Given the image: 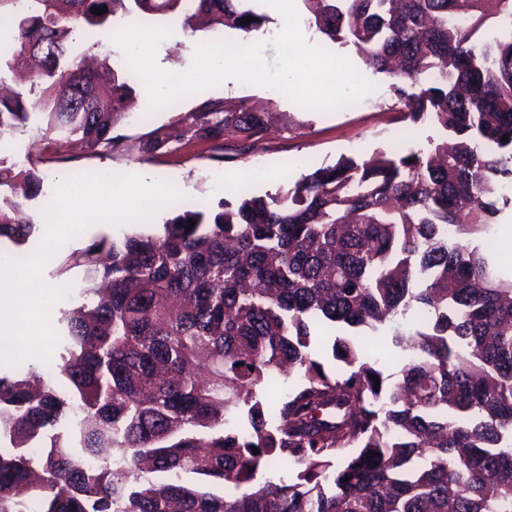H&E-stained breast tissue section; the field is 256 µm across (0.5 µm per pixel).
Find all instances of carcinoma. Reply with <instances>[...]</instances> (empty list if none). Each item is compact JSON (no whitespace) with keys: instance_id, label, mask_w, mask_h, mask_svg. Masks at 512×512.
Segmentation results:
<instances>
[{"instance_id":"obj_1","label":"carcinoma","mask_w":512,"mask_h":512,"mask_svg":"<svg viewBox=\"0 0 512 512\" xmlns=\"http://www.w3.org/2000/svg\"><path fill=\"white\" fill-rule=\"evenodd\" d=\"M490 1L497 29L478 42ZM35 2L0 10L14 52L40 55L17 78L28 92L0 98V133L37 117L60 146L111 145L133 91L114 70L121 93L99 94L76 38L132 12L206 14L247 35L266 22L248 0ZM309 2V26L391 80L403 120L450 140L342 156L218 212L177 201L161 235L71 253L88 300L57 303L66 354L0 375V512H512V278L489 238L512 204V0ZM180 123L183 140L250 139L264 119L226 101ZM43 182L0 155L15 260L31 256L24 201ZM407 318L395 383L355 335L334 337L340 370L311 357L320 325ZM281 465L291 480L258 482Z\"/></svg>"}]
</instances>
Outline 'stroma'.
<instances>
[{
  "label": "stroma",
  "instance_id": "stroma-1",
  "mask_svg": "<svg viewBox=\"0 0 512 512\" xmlns=\"http://www.w3.org/2000/svg\"><path fill=\"white\" fill-rule=\"evenodd\" d=\"M153 25L170 28L171 34L159 46L166 71L187 70L204 39L203 32H191L182 21L156 17ZM312 42L330 52L348 58L369 80L372 91L351 107L317 111L296 103L285 104L266 88L242 85L226 90L206 89L179 99L177 109H148L149 96L142 81H133L134 118L118 124L114 130L116 146L87 147L76 142L61 151L48 149V139L40 125L28 124L0 134V153L19 163H33L46 174L39 198L28 207L36 222H43L45 200L51 199L58 176L99 173L136 175L149 172L175 185L184 195L186 207L216 208L223 202H237L241 192L263 195L293 187L301 176L334 164L340 156L372 153L391 145L403 151L427 147L429 140L438 138L437 129L427 125H410L390 112L393 95L388 80L366 68L354 47L340 45L312 35ZM245 101L248 105L271 113L272 120L261 136L252 138L248 150H241V139L229 135L219 140L188 142L177 138L179 117L201 111L211 101ZM169 214L168 207L155 213L152 223L129 222L113 225L97 222L66 242L51 257L45 267V281L55 287L67 288L69 305L83 301L82 269L61 272L65 257L84 248L91 241L120 238L143 230L158 232ZM392 323L377 328L360 327L366 353L378 359L385 374L399 376L406 358L393 347Z\"/></svg>",
  "mask_w": 512,
  "mask_h": 512
}]
</instances>
